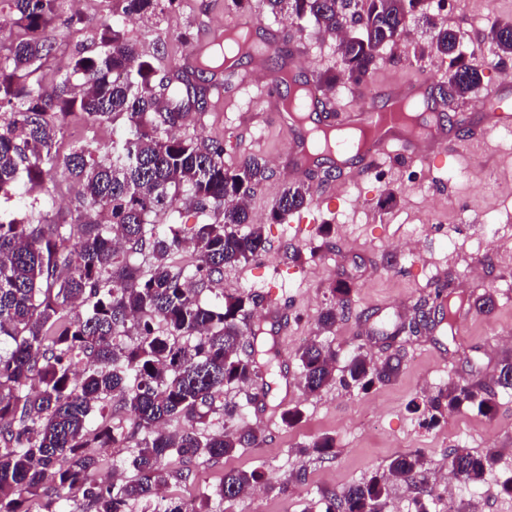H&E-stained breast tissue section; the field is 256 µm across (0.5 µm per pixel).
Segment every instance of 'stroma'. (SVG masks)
<instances>
[{
  "instance_id": "35a3bbf8",
  "label": "stroma",
  "mask_w": 512,
  "mask_h": 512,
  "mask_svg": "<svg viewBox=\"0 0 512 512\" xmlns=\"http://www.w3.org/2000/svg\"><path fill=\"white\" fill-rule=\"evenodd\" d=\"M123 6V0H67L47 28L56 49L37 73L44 89H53L69 72L76 51L97 54L98 26L115 19L142 57L170 73L193 72L197 38L218 20L243 17L256 21L258 42L277 44L279 56L300 51L301 80H316L339 65L335 42L320 40L313 24L272 15L266 0H249L242 9L232 0H175L148 20L125 16ZM424 7L438 26L457 31L460 52L482 73L480 87L467 99L451 100L446 111L424 117L425 122L441 123L458 145L442 163L430 157H383L367 177L348 181L330 158L295 173L289 140L274 113L256 104L262 85L226 83L221 71L195 74L205 95L195 106L193 123L181 127L180 135L201 145L223 146L226 166L256 156L270 170L248 200L253 218L262 221L269 252L225 267L221 280L198 285L197 295L210 304L222 293L262 296L276 291L288 319V333L278 343L286 375L276 378L270 401L298 408L302 417L285 424L245 391L225 389L224 401L238 407L241 424L259 430L258 446L217 461L188 464L169 458L165 499L190 502L202 489L218 485L226 471L257 469L265 476L261 488L226 502L224 512H304L314 504L326 506L397 455L417 451L426 461L423 472L394 487L385 512H414L418 499L429 512H512V497L501 492L503 481L512 477V391L495 385L502 364L512 361V254L496 241L500 235L512 236V126L485 142L467 139L471 124L481 119L479 101L512 69L511 61L500 63L490 53L486 41L492 25L512 21V0H426ZM74 14L80 16L79 24H70ZM429 40L421 26L410 24L400 52L384 53L375 77L409 81L427 74L434 82L429 94L437 96L448 82L449 59L421 54ZM111 142V125L75 119L59 133L56 150L63 159L73 145ZM411 174L416 177L412 183L407 180ZM290 184L305 185L311 204L281 222H270L276 198ZM54 196L55 203L43 204L44 189L36 184L25 201L1 196L0 211L21 215L30 202L34 223L70 219L76 205L71 183L58 181ZM409 240L418 244L412 258L402 248ZM342 279L352 287V312L326 332L319 316ZM486 293L494 299L492 310L473 311V300ZM439 296L456 303L451 331H426L405 342L371 338V327L413 316L421 301ZM314 339L335 351L337 366L360 351L377 364L401 356L402 369L392 381L366 391L336 383L318 395H306L296 353ZM451 381L494 390V412L483 415L463 408L427 424L424 402ZM322 436L333 440L330 459L301 455V448ZM453 448H493L498 461L482 483L457 482L449 496L442 479ZM186 468L193 472L191 480L177 481L176 472ZM299 470L305 473L301 483L293 478Z\"/></svg>"
}]
</instances>
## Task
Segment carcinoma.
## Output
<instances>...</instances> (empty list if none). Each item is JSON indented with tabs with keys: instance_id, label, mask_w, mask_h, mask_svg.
I'll return each mask as SVG.
<instances>
[{
	"instance_id": "cac0c4a2",
	"label": "carcinoma",
	"mask_w": 512,
	"mask_h": 512,
	"mask_svg": "<svg viewBox=\"0 0 512 512\" xmlns=\"http://www.w3.org/2000/svg\"><path fill=\"white\" fill-rule=\"evenodd\" d=\"M17 13V33L0 44V193L20 192L24 181L50 183L58 175L56 133L79 114L112 124V147L94 154L72 147L62 176L79 186L76 218L62 224H33L23 218L0 220V512H29L30 498L42 493V512H133L156 497L164 461L219 460L238 448L259 444L246 428L208 430L216 415L224 422L239 416L224 404V389L262 383L272 389L279 351L252 323L255 294L220 295L212 304L198 298L192 284L221 276L224 267L267 251L262 227L246 204L267 178L266 162L251 157L231 170L224 148H207L172 130L190 116L186 107L204 89L189 75H159L138 54L122 29L104 23L97 32L101 51L78 53L71 71L53 90L31 76L54 49L46 35L61 0H5ZM124 13L152 16L159 0H124ZM424 0H267L270 12L297 21L310 19L317 33H341L336 51L340 70L325 72V91L341 80L359 85L375 69L380 54L406 32ZM499 60L512 59V22L498 23L487 35ZM459 36L438 30L428 49L452 60L448 92L465 99L481 84V74L458 52ZM212 223L186 229L174 216L178 203ZM310 202L302 185L285 187L270 220L301 210ZM169 214L168 230L158 217ZM247 224L242 233L238 227ZM193 245V261L172 264L182 242ZM352 288L338 282L333 301L320 316L329 330L350 313ZM432 307L419 305L413 317L376 333L385 340H410L436 324ZM305 393L315 395L336 380V354L318 340L297 353ZM401 359L376 365L356 352L341 382L366 390L397 377ZM118 400L122 419L100 411L96 428L89 415L96 402ZM475 406L488 415L495 404L486 391L457 382L429 402L431 420L443 412ZM182 423L171 434L166 425ZM132 450L136 475L119 486L91 479L112 461L108 449ZM333 440L316 439L303 455L324 459ZM497 453L448 452V468L479 484L497 462ZM424 465L418 452L399 455L382 472L352 485L325 512H383L389 483H409ZM254 469L224 473L212 500L232 501L261 483Z\"/></svg>"
}]
</instances>
